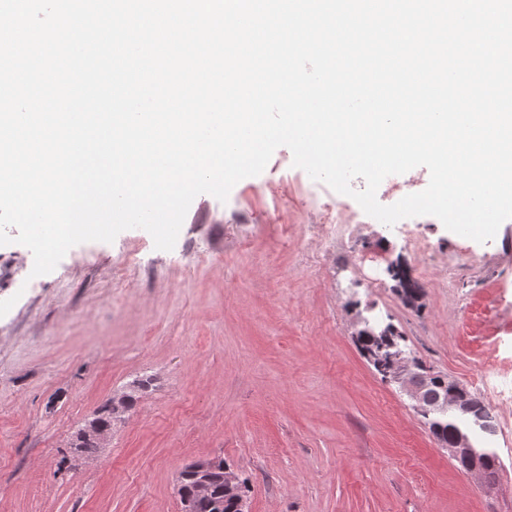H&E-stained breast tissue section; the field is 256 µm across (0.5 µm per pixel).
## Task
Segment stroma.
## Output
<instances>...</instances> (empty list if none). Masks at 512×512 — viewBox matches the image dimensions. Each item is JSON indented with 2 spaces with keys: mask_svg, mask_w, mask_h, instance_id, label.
Returning a JSON list of instances; mask_svg holds the SVG:
<instances>
[{
  "mask_svg": "<svg viewBox=\"0 0 512 512\" xmlns=\"http://www.w3.org/2000/svg\"><path fill=\"white\" fill-rule=\"evenodd\" d=\"M309 188L282 146L227 201L198 195L172 250L129 229L35 277L27 247L0 246V300L15 301L0 317V512H180L179 473L199 458L247 478L250 512H512V219L480 243L417 216L411 246L362 217L325 227L319 207L340 195ZM394 260L419 307L394 292ZM366 318L489 407L494 487L362 356ZM146 377L107 447L68 459L84 422Z\"/></svg>",
  "mask_w": 512,
  "mask_h": 512,
  "instance_id": "obj_1",
  "label": "stroma"
}]
</instances>
